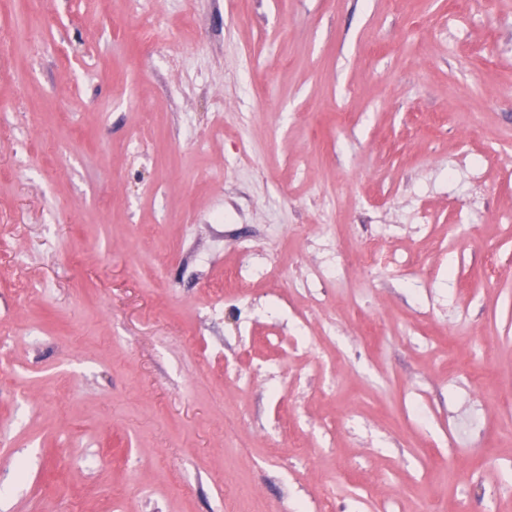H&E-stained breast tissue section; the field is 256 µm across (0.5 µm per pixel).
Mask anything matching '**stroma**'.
<instances>
[{
  "label": "stroma",
  "mask_w": 512,
  "mask_h": 512,
  "mask_svg": "<svg viewBox=\"0 0 512 512\" xmlns=\"http://www.w3.org/2000/svg\"><path fill=\"white\" fill-rule=\"evenodd\" d=\"M159 2L186 61L145 0H0V512H512V0ZM237 227L288 295L247 351L198 316ZM138 35L147 42L163 45L165 47H169V45L175 43L174 37L168 33L164 25H161L153 19L142 23ZM396 265V259L391 252H386L376 247H368L360 263L366 275H370L380 269H390ZM268 343L274 349H278L287 359L290 354H296L298 356L308 355L309 345L299 341L295 336H288V322L286 323L284 334L268 339ZM284 365L278 357L258 362L253 370H247L237 364L224 360V376H234L243 388L249 387L255 377H276L283 371Z\"/></svg>",
  "instance_id": "obj_1"
}]
</instances>
